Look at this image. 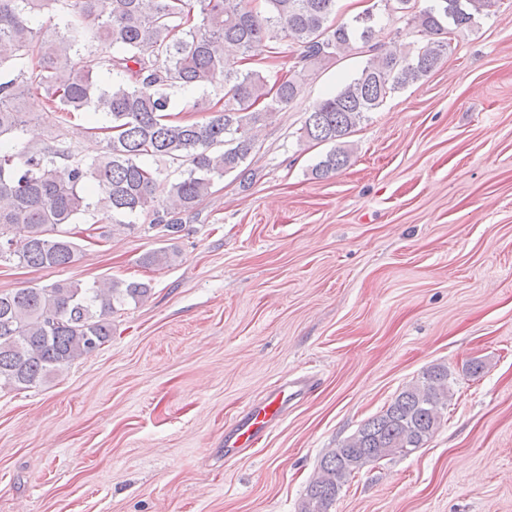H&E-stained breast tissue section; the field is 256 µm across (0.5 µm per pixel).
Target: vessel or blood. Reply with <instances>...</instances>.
<instances>
[{"instance_id":"obj_1","label":"vessel or blood","mask_w":512,"mask_h":512,"mask_svg":"<svg viewBox=\"0 0 512 512\" xmlns=\"http://www.w3.org/2000/svg\"><path fill=\"white\" fill-rule=\"evenodd\" d=\"M315 387L313 376L304 375L280 384L263 405L246 411L224 433L227 453L256 444L286 412L295 397L311 392Z\"/></svg>"}]
</instances>
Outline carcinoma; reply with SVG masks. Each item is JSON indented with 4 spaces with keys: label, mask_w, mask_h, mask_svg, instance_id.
Segmentation results:
<instances>
[{
    "label": "carcinoma",
    "mask_w": 512,
    "mask_h": 512,
    "mask_svg": "<svg viewBox=\"0 0 512 512\" xmlns=\"http://www.w3.org/2000/svg\"><path fill=\"white\" fill-rule=\"evenodd\" d=\"M338 0H0V263L59 269L75 262L80 246L66 226L88 224L95 243L114 228L144 217L175 237L184 217L211 195L215 182L236 173L253 181L246 160L258 124L301 93L305 72L330 66L356 44L368 58L335 93L315 103L303 137L332 148L316 165L327 178L349 162L345 138L393 93L433 72L452 36L471 28L494 0H375L410 16L419 45L411 57L388 53L368 11L335 23ZM56 11V22H35ZM270 43V58L297 47L290 69L270 76L254 49ZM86 50L89 60L77 58ZM116 76L99 86L95 74ZM213 88L175 112L173 92ZM44 99L42 120L60 126L76 113L103 116V151L84 160L57 137L14 150L31 123L23 102ZM183 166L172 180L148 159ZM13 232L22 234L14 246ZM172 247L142 258L170 266ZM150 284L112 279L88 286L56 280L43 287L0 293V390H26L101 349L112 339V314L151 296ZM453 393L448 369L435 366L405 387L380 414L323 456L299 512H330L342 487L365 466L424 447L441 425Z\"/></svg>",
    "instance_id": "cac0c4a2"
}]
</instances>
